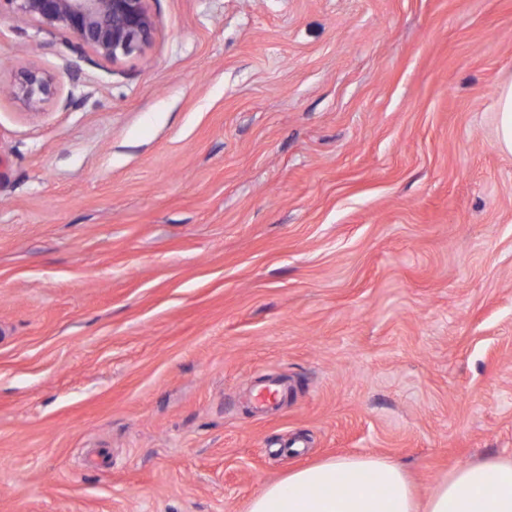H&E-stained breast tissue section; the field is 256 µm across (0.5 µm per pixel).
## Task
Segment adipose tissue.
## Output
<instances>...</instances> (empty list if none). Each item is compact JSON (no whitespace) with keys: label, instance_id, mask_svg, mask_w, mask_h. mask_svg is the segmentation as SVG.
<instances>
[{"label":"adipose tissue","instance_id":"adipose-tissue-1","mask_svg":"<svg viewBox=\"0 0 512 512\" xmlns=\"http://www.w3.org/2000/svg\"><path fill=\"white\" fill-rule=\"evenodd\" d=\"M247 512H512V459L458 466L422 500L393 461L337 457L267 484Z\"/></svg>","mask_w":512,"mask_h":512}]
</instances>
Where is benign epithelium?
Wrapping results in <instances>:
<instances>
[{
	"mask_svg": "<svg viewBox=\"0 0 512 512\" xmlns=\"http://www.w3.org/2000/svg\"><path fill=\"white\" fill-rule=\"evenodd\" d=\"M18 16L35 20L47 31L71 34L70 50L89 51L100 59L116 62L140 55L158 27L149 0H0ZM53 78L30 67L22 72L14 94L36 110L50 95Z\"/></svg>",
	"mask_w": 512,
	"mask_h": 512,
	"instance_id": "benign-epithelium-1",
	"label": "benign epithelium"
}]
</instances>
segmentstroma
I'll use <instances>...</instances> for the list:
<instances>
[{
  "instance_id": "obj_1",
  "label": "stroma",
  "mask_w": 512,
  "mask_h": 512,
  "mask_svg": "<svg viewBox=\"0 0 512 512\" xmlns=\"http://www.w3.org/2000/svg\"><path fill=\"white\" fill-rule=\"evenodd\" d=\"M149 8L114 63L0 12V512H246L357 454L423 498L512 456V0ZM53 78L39 68L30 67L22 72L20 81L15 85L14 94L22 98L33 110H37L44 97L52 90ZM496 143L500 150L512 153V79L503 83L498 97Z\"/></svg>"
}]
</instances>
